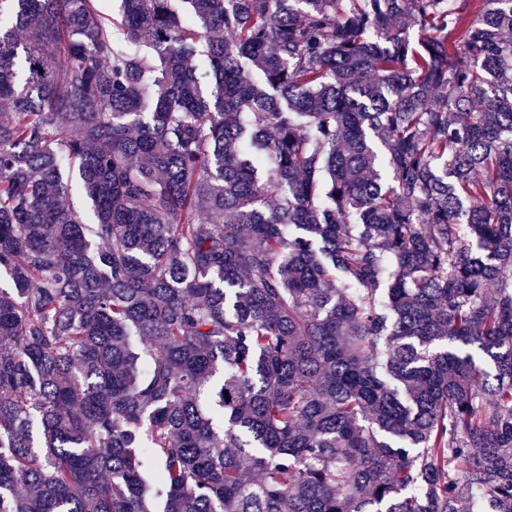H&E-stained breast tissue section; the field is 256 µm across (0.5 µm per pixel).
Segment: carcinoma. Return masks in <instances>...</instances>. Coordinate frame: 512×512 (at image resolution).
Returning <instances> with one entry per match:
<instances>
[{
  "label": "carcinoma",
  "mask_w": 512,
  "mask_h": 512,
  "mask_svg": "<svg viewBox=\"0 0 512 512\" xmlns=\"http://www.w3.org/2000/svg\"><path fill=\"white\" fill-rule=\"evenodd\" d=\"M106 2L0 0V512H512V0Z\"/></svg>",
  "instance_id": "obj_1"
}]
</instances>
